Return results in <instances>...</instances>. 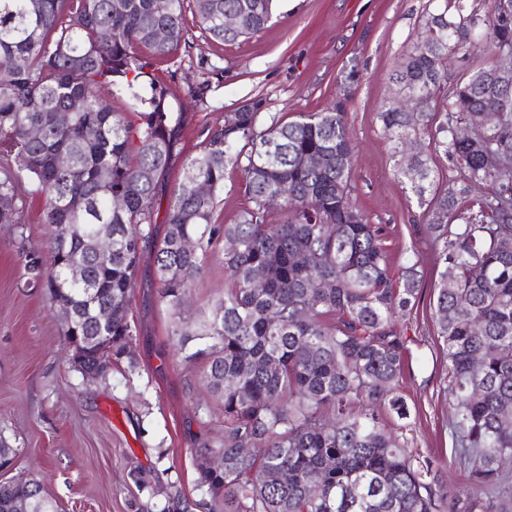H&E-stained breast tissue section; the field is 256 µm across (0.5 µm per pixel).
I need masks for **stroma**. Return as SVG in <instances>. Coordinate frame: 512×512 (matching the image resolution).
<instances>
[{
	"mask_svg": "<svg viewBox=\"0 0 512 512\" xmlns=\"http://www.w3.org/2000/svg\"><path fill=\"white\" fill-rule=\"evenodd\" d=\"M428 0H279L270 26L250 39L222 44L188 17L189 48L162 63L177 90L223 75L198 103L181 135L183 157L199 150L203 126L253 99L270 114L317 112L335 101L343 77L358 70L349 122L357 157L355 196L381 225L394 278L419 254V298L398 317L409 356L400 378L409 417L390 418L409 448L443 460L438 475L462 485L468 472L453 455L452 406L444 391L448 361L437 336V279L415 197L398 180L378 112L394 90L396 61L416 35ZM49 227L38 202L22 223L0 224V445L16 454L14 475L39 480L63 512H162L171 492L205 499L197 486L200 449L224 430L220 406L205 388L202 364L172 352L173 316L158 297L151 254L131 291L136 332L130 361L91 380L72 364L64 324L45 288L28 280V254L46 253ZM204 273L181 312L191 320L224 297V248L203 259Z\"/></svg>",
	"mask_w": 512,
	"mask_h": 512,
	"instance_id": "1",
	"label": "stroma"
}]
</instances>
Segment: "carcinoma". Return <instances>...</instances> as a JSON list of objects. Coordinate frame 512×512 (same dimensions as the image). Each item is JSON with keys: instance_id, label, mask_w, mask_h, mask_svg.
<instances>
[{"instance_id": "cac0c4a2", "label": "carcinoma", "mask_w": 512, "mask_h": 512, "mask_svg": "<svg viewBox=\"0 0 512 512\" xmlns=\"http://www.w3.org/2000/svg\"><path fill=\"white\" fill-rule=\"evenodd\" d=\"M160 2L0 0V223H21L29 197L40 198L48 252L29 256L25 269L73 311L92 365L127 356L131 285L146 250L159 300L176 316L203 257L219 241L233 245L224 251V299L171 329L176 354L204 364L203 383L224 416L216 447L200 449L197 483L209 500L177 492L172 509L512 512V85L491 81L498 51L512 49V21L500 17L497 0L483 10L470 0H430L390 81L426 94L432 108L415 116L396 97L379 112L396 176L424 209L438 261L444 391L454 458L468 470L464 485L448 488L430 479L433 460L384 427L391 413L407 418L397 386L408 348L392 322L418 299L420 258L396 287L382 230L354 197L347 101L293 119L265 114L261 99L248 102L199 131V152L168 187L187 116L155 71L189 45L187 11L209 37L233 44L267 27L274 0ZM226 14L239 18L237 28H224ZM159 30L166 40L155 38ZM461 52L477 61L450 77ZM123 97L133 103L117 112L111 99ZM76 100L82 108L72 112ZM484 107L502 110L492 128L482 125ZM465 119L478 132L457 139ZM425 139L454 165L457 186L436 184ZM308 154L323 165L304 166ZM229 166L243 175L251 206L220 224L214 213ZM158 222L166 224L160 238ZM109 228L112 250L86 246ZM186 239L197 249L185 250ZM258 270L263 288L252 287ZM212 459L219 470L203 467ZM17 500L29 512H60L34 480L0 490V512H16Z\"/></svg>"}]
</instances>
